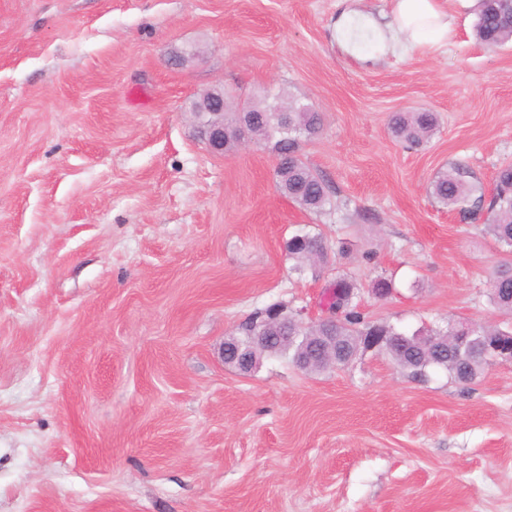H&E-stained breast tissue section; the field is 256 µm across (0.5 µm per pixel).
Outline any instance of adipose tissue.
I'll return each mask as SVG.
<instances>
[{"mask_svg":"<svg viewBox=\"0 0 512 512\" xmlns=\"http://www.w3.org/2000/svg\"><path fill=\"white\" fill-rule=\"evenodd\" d=\"M391 15V21L382 27L370 16L354 10L341 11L336 18V30L343 47L356 51L357 42L352 34L356 27L371 33V54L375 57L397 47L434 50L447 46L451 29L449 0H392Z\"/></svg>","mask_w":512,"mask_h":512,"instance_id":"obj_1","label":"adipose tissue"}]
</instances>
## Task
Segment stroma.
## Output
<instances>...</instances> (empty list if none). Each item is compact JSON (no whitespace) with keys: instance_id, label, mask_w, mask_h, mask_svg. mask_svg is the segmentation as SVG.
I'll list each match as a JSON object with an SVG mask.
<instances>
[{"instance_id":"1","label":"stroma","mask_w":512,"mask_h":512,"mask_svg":"<svg viewBox=\"0 0 512 512\" xmlns=\"http://www.w3.org/2000/svg\"><path fill=\"white\" fill-rule=\"evenodd\" d=\"M337 2L0 0V512H512V364L463 385L372 350L222 357L270 305L317 322L339 277L409 333L512 324L488 299L505 252L428 193L452 162L487 192L512 162V43L484 48L465 0L448 47L368 65ZM217 88L321 113L303 154L330 211L277 190L264 144L207 149L188 107ZM424 110L428 143L391 136ZM300 227L327 265L295 270ZM437 126V117L433 112L395 113L388 124L390 134L408 148L421 146L434 134Z\"/></svg>"}]
</instances>
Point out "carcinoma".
Here are the masks:
<instances>
[{
  "label": "carcinoma",
  "instance_id": "carcinoma-1",
  "mask_svg": "<svg viewBox=\"0 0 512 512\" xmlns=\"http://www.w3.org/2000/svg\"><path fill=\"white\" fill-rule=\"evenodd\" d=\"M475 36L493 50L512 42V4L507 0H480ZM251 111L244 115L224 113V151L235 146L238 125L245 121L255 139L265 141L277 160L278 190L302 209L321 213L331 204L333 190L328 182L314 172L304 160L302 143L318 135L322 128L321 113L309 104H301L286 92L277 94L276 102L268 99L249 102ZM288 112V130L282 131V112ZM437 117L432 112H399L389 120L390 134L409 148L421 146L436 131ZM431 197L440 205L456 210L465 219L481 220L497 244L512 253V165L500 167L495 175L494 193L485 200L483 187L474 170L464 161H455L437 173L430 183ZM288 257L297 265L327 264L329 247L319 234L297 231L287 242ZM355 285L339 278L326 289L325 304L338 307L336 335L344 337L351 346L363 347L364 337L377 329L385 335L378 351L390 358L419 381L428 378V370L441 368L454 379L468 376L472 383L483 373L486 360L483 352L488 336H511L512 329L480 326L464 347L451 342L422 345L419 336H446L442 329L418 330L407 334L384 323L366 319L355 301ZM490 301L500 311L512 312V262L504 261L490 276ZM264 320V311L255 312L238 328V335L246 339L256 334ZM275 337L278 354L295 358L302 353L312 364L322 362L326 351H320L314 341L304 343V337L313 335V328L298 324L288 325V335L294 340L284 345L277 329L265 331Z\"/></svg>",
  "mask_w": 512,
  "mask_h": 512
}]
</instances>
